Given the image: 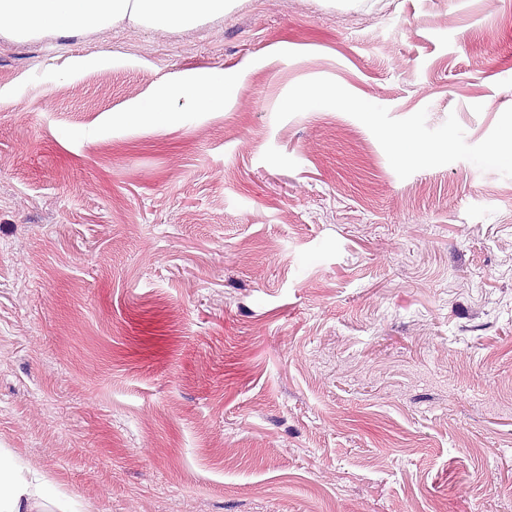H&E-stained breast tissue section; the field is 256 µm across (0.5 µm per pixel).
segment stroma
<instances>
[{
    "instance_id": "stroma-1",
    "label": "stroma",
    "mask_w": 512,
    "mask_h": 512,
    "mask_svg": "<svg viewBox=\"0 0 512 512\" xmlns=\"http://www.w3.org/2000/svg\"><path fill=\"white\" fill-rule=\"evenodd\" d=\"M0 89V448L48 512H512V0L0 33ZM182 90L177 94L183 97L184 102L178 110L172 111L167 107V93L159 96H149L135 104L127 112L140 117L165 120L168 112H182L177 114H193L204 112L224 104V72L213 70L203 74H194L188 77ZM481 161L491 165L512 167V128H508L502 142L489 149Z\"/></svg>"
}]
</instances>
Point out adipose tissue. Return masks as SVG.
Returning <instances> with one entry per match:
<instances>
[{
    "label": "adipose tissue",
    "instance_id": "1",
    "mask_svg": "<svg viewBox=\"0 0 512 512\" xmlns=\"http://www.w3.org/2000/svg\"><path fill=\"white\" fill-rule=\"evenodd\" d=\"M231 5L232 0H0V24L16 39L122 24L189 28L222 17ZM180 95L187 115L223 105V71L189 76ZM51 496L47 483L28 478L10 451L0 448V512H45Z\"/></svg>",
    "mask_w": 512,
    "mask_h": 512
}]
</instances>
